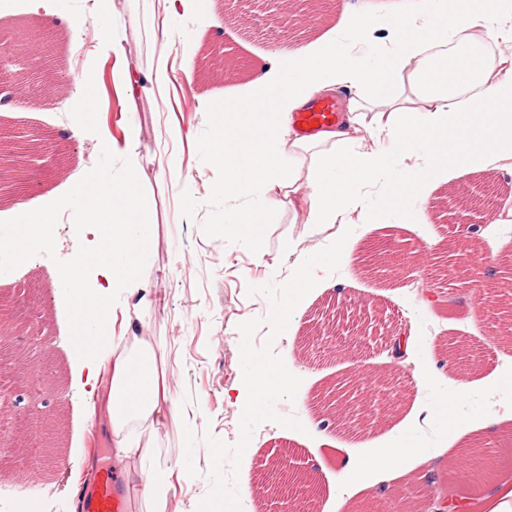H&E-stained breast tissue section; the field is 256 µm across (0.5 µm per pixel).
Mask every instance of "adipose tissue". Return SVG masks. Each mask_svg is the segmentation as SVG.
<instances>
[{"mask_svg":"<svg viewBox=\"0 0 512 512\" xmlns=\"http://www.w3.org/2000/svg\"><path fill=\"white\" fill-rule=\"evenodd\" d=\"M386 35L374 41L377 27ZM338 34L319 49L294 53V74L269 65L257 72L248 95L207 102L215 120L212 165L224 171L216 193L257 195L262 205L238 212L232 224L245 238L258 237L280 209L293 223H361L384 215H409L425 187L448 170L486 168L512 159V55L487 52V43L512 42V0H423L413 11L378 24L363 9L342 8ZM345 92L335 126L312 137L292 129V116L311 99ZM485 111H476V103ZM373 113L364 123V113ZM389 139L391 153L353 150L351 131ZM133 123L121 146L129 174L121 181L100 174L82 182V222L100 245L90 261L74 263L65 283L73 295L72 354L76 385L90 417L99 418L112 463L134 489L135 512H170L178 460L160 463L158 448L169 419L180 412L166 347L151 323L152 283L141 270L152 227L145 222L139 187L147 174ZM378 186L381 207L370 202ZM292 204H285V197ZM14 243L19 256L43 247L50 219L34 202L15 199ZM121 254L114 263L113 254ZM123 288L131 303L121 336L112 334L108 296Z\"/></svg>","mask_w":512,"mask_h":512,"instance_id":"obj_1","label":"adipose tissue"}]
</instances>
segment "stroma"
<instances>
[{
  "label": "stroma",
  "instance_id": "35a3bbf8",
  "mask_svg": "<svg viewBox=\"0 0 512 512\" xmlns=\"http://www.w3.org/2000/svg\"><path fill=\"white\" fill-rule=\"evenodd\" d=\"M163 2L112 0L111 11L103 12L92 0H53L61 23L40 65L20 57L9 70L15 86L40 94L41 106L35 111L1 107L0 138L18 141L33 130L47 135L39 158L18 154L13 164L19 169L46 165L42 186L25 198L51 212L54 226L43 248L14 257L10 207L17 189L0 184V303L9 313L0 327L6 334L0 339V388L12 392L9 406L0 408L4 433L12 438L11 446L0 448V512H18L24 500L39 512H79L71 481L79 462L91 457L97 468L112 465L108 442L93 435L88 407L72 384V297L61 282L71 264L97 245L94 232L82 222L80 183L98 172L119 181L128 172L125 155L100 143L105 129L113 138H123L120 112L129 113L140 130V163L148 175L139 193L143 215L155 228L144 270L155 284L152 325L166 344L177 396L189 412L188 418L166 427L169 452L178 457L184 473L173 491L175 512H197L211 488L207 437L230 445L240 438L238 325L252 318L263 321L270 311L267 298L248 294V286L285 282L300 257L325 248L344 230L340 224H292L283 210L265 224L256 241L213 236L212 221L254 207L258 199L226 200L214 194L224 173L209 161L213 119L200 110L209 99L245 96L254 72L267 59H275L282 72L291 71L296 47L313 49L331 37L340 0H312L301 7L299 20L277 33L252 0H213L209 12L179 20L166 37L160 33ZM117 23L124 29L128 66L147 77L130 101L117 89V60L102 39ZM216 47L236 65L235 76L214 80L206 74L205 61ZM161 65L170 78L163 98L153 94L151 82ZM187 70L194 74L188 88L182 85ZM86 75L93 78L99 99L98 112L89 117L78 112L70 94L59 91ZM185 99L195 103V111H182ZM187 124L194 127L193 140L175 138V128ZM173 158L179 162L174 169L168 166ZM489 185L512 192V163L498 162L489 176L460 172L435 183L407 218L354 225L338 271L306 295L273 343V352L301 380L295 399L278 400L275 409L296 416L303 428L273 421L255 427L237 480L242 512H270L269 503L257 495V475L263 459L286 449L316 473L322 487L319 512L369 507L380 474L364 467V459L382 456L405 441L440 454L428 467L405 460L404 476L389 482V491L419 500L441 493L465 500L479 512L490 483L463 481L445 452L469 427L474 438L489 443L497 459L496 478H512V442L492 424L498 412L512 405V337L497 336L483 289L469 287L462 278L441 277L438 257L455 221L452 207L445 204L449 192ZM475 218L480 229L473 238L474 258L512 263V210L492 215L479 211ZM375 245L406 248L409 259L382 275L365 274L361 260ZM430 281L449 292V305L423 298L421 289ZM338 300L383 306L393 325L407 334L404 357H389L377 340L327 354L309 344L312 320ZM361 373L373 380L383 374L398 380L396 412L381 425L350 434L333 423L322 426L315 393ZM468 381L474 382V390L457 397L460 384ZM33 401L41 415L29 421L27 431H18Z\"/></svg>",
  "mask_w": 512,
  "mask_h": 512
}]
</instances>
